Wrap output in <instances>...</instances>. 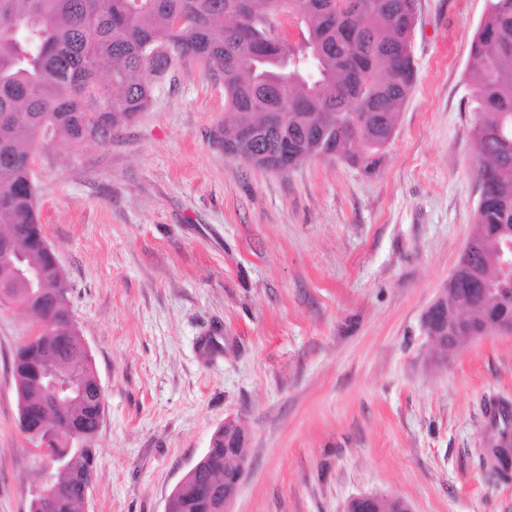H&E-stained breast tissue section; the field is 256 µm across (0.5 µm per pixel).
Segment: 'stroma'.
Returning a JSON list of instances; mask_svg holds the SVG:
<instances>
[{"label": "stroma", "mask_w": 512, "mask_h": 512, "mask_svg": "<svg viewBox=\"0 0 512 512\" xmlns=\"http://www.w3.org/2000/svg\"><path fill=\"white\" fill-rule=\"evenodd\" d=\"M485 0H418L417 71L375 173L225 153L224 84L195 61L111 144L60 141L40 221L105 395L84 512H163L225 420L244 429L232 512H512L479 456L512 407V335L440 359L422 316L470 236L467 71ZM31 327L0 309V512H29L33 447L11 373Z\"/></svg>", "instance_id": "obj_1"}]
</instances>
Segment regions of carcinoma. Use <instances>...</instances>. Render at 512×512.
Wrapping results in <instances>:
<instances>
[{"label": "carcinoma", "mask_w": 512, "mask_h": 512, "mask_svg": "<svg viewBox=\"0 0 512 512\" xmlns=\"http://www.w3.org/2000/svg\"><path fill=\"white\" fill-rule=\"evenodd\" d=\"M468 68L479 199L471 254L443 289L438 315L512 313V277L497 273L498 250L512 238V0H486ZM417 0H0V237L14 240L13 261L34 265L41 288L16 283L0 261V296L21 306L32 331L15 351L12 374L19 414L34 445L35 474L52 454L59 485L46 507L81 512L95 474L96 434L105 407L90 355L69 313L64 272L45 250L31 170L37 156L65 140L106 146L133 123L179 63L194 58L224 83L232 119L227 153L286 171L333 155L371 173L396 133V118L416 78L411 49ZM293 23L298 38L282 26ZM252 135L255 159L236 150ZM78 376L85 394L53 401L39 371ZM494 441L512 438V410L489 408ZM72 430L81 444L42 446L44 427ZM184 477L174 512H219L215 483L243 452L224 455V434ZM490 471L505 478L512 447L499 448Z\"/></svg>", "instance_id": "cac0c4a2"}]
</instances>
